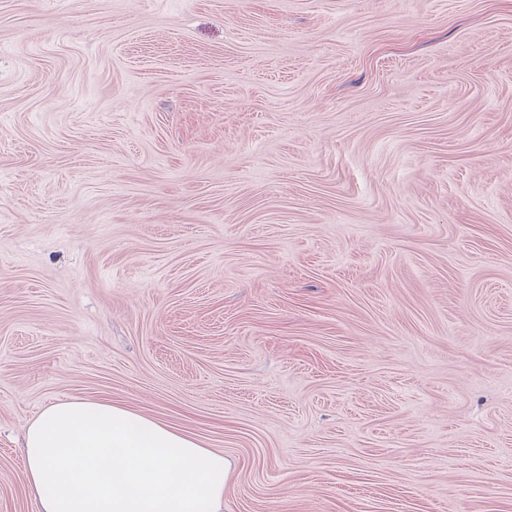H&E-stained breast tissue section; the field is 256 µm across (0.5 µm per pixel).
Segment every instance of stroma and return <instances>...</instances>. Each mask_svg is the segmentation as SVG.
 Returning a JSON list of instances; mask_svg holds the SVG:
<instances>
[{
  "mask_svg": "<svg viewBox=\"0 0 512 512\" xmlns=\"http://www.w3.org/2000/svg\"><path fill=\"white\" fill-rule=\"evenodd\" d=\"M68 397L222 512H512V0H0V512Z\"/></svg>",
  "mask_w": 512,
  "mask_h": 512,
  "instance_id": "1",
  "label": "stroma"
}]
</instances>
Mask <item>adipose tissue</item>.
Returning a JSON list of instances; mask_svg holds the SVG:
<instances>
[{
    "label": "adipose tissue",
    "instance_id": "obj_1",
    "mask_svg": "<svg viewBox=\"0 0 512 512\" xmlns=\"http://www.w3.org/2000/svg\"><path fill=\"white\" fill-rule=\"evenodd\" d=\"M21 453L38 512H220L224 503L222 452L109 400L47 406Z\"/></svg>",
    "mask_w": 512,
    "mask_h": 512
}]
</instances>
